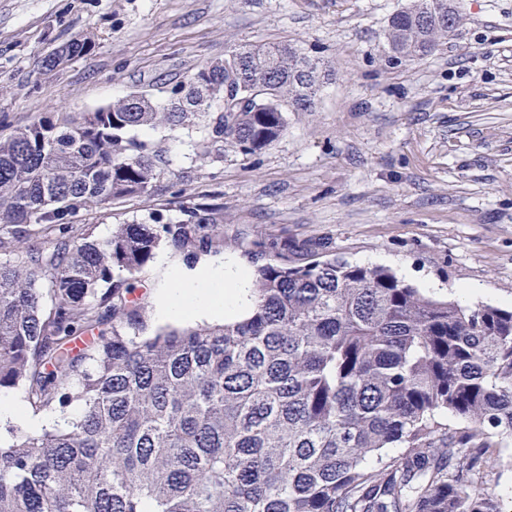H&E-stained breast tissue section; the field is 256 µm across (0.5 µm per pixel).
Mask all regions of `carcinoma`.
Returning <instances> with one entry per match:
<instances>
[{
	"label": "carcinoma",
	"mask_w": 512,
	"mask_h": 512,
	"mask_svg": "<svg viewBox=\"0 0 512 512\" xmlns=\"http://www.w3.org/2000/svg\"><path fill=\"white\" fill-rule=\"evenodd\" d=\"M453 16L452 0H410L389 50L433 54ZM92 48L76 37L41 67ZM329 76L290 43L239 45L166 106L131 92L0 135V391L70 417L8 427L0 512H503L482 479L512 441V308L461 307L316 249L299 262L276 238L254 243L248 315L144 336L140 274L162 243L188 258L224 247L223 206L102 242L73 224L175 175L137 131L194 128L203 162L224 141L255 154ZM229 79L262 102L220 101ZM49 230L48 246L27 245Z\"/></svg>",
	"instance_id": "1"
}]
</instances>
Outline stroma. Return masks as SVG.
<instances>
[{
    "label": "stroma",
    "instance_id": "35a3bbf8",
    "mask_svg": "<svg viewBox=\"0 0 512 512\" xmlns=\"http://www.w3.org/2000/svg\"><path fill=\"white\" fill-rule=\"evenodd\" d=\"M459 21L433 55L393 57L385 42L406 0H0V134L47 112H87L137 91L169 90L243 43L288 41L331 79L313 111L287 113L282 136L257 155L226 143L200 164L194 132L159 129L182 177L172 190L123 197L80 213L104 240L113 228L179 219V204L217 198L220 258L251 266L248 243H325L353 264L383 266L427 294L464 306H512V0H457ZM95 47L54 70L39 60L73 38ZM175 187V188H176ZM134 297L146 332L162 329L151 296L172 247ZM472 286L470 295L460 289Z\"/></svg>",
    "mask_w": 512,
    "mask_h": 512
}]
</instances>
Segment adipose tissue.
I'll list each match as a JSON object with an SVG mask.
<instances>
[{"mask_svg": "<svg viewBox=\"0 0 512 512\" xmlns=\"http://www.w3.org/2000/svg\"><path fill=\"white\" fill-rule=\"evenodd\" d=\"M252 306L249 271L233 262L175 269L154 299L158 319L169 322L236 319Z\"/></svg>", "mask_w": 512, "mask_h": 512, "instance_id": "1", "label": "adipose tissue"}]
</instances>
